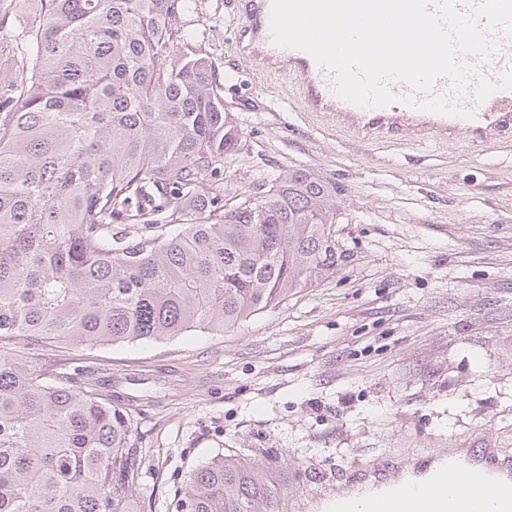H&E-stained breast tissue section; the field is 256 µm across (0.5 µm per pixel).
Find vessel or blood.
Masks as SVG:
<instances>
[{"label": "vessel or blood", "instance_id": "b4317fda", "mask_svg": "<svg viewBox=\"0 0 512 512\" xmlns=\"http://www.w3.org/2000/svg\"><path fill=\"white\" fill-rule=\"evenodd\" d=\"M248 37L247 49L272 74L288 78L291 94L305 111L332 117L340 132H356L371 140L390 134H411L445 144L466 137L480 144L512 125V89H500L483 103L473 95L457 99L467 117H455L412 109L395 103L364 109L338 97L331 88L332 76L306 52L275 46L270 35L271 0H240ZM480 74L498 78L512 71V41L501 40L498 50L479 63ZM497 504L500 512H512V455L495 452L491 466L449 461L437 484L415 498L388 492L369 499L364 512H481L482 501Z\"/></svg>", "mask_w": 512, "mask_h": 512}]
</instances>
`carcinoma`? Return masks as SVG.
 <instances>
[{
  "instance_id": "1",
  "label": "carcinoma",
  "mask_w": 512,
  "mask_h": 512,
  "mask_svg": "<svg viewBox=\"0 0 512 512\" xmlns=\"http://www.w3.org/2000/svg\"><path fill=\"white\" fill-rule=\"evenodd\" d=\"M0 0V338L104 345L228 332L336 272V185L290 169L224 208L240 131L173 40L193 0ZM120 224H141L130 240ZM123 409L0 353V512H141ZM270 466L192 469L181 512H275Z\"/></svg>"
}]
</instances>
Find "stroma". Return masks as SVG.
Returning <instances> with one entry per match:
<instances>
[{
	"label": "stroma",
	"mask_w": 512,
	"mask_h": 512,
	"mask_svg": "<svg viewBox=\"0 0 512 512\" xmlns=\"http://www.w3.org/2000/svg\"><path fill=\"white\" fill-rule=\"evenodd\" d=\"M237 2L171 22L198 30L240 130L217 183L229 206L291 169L335 183V274L224 334L0 347L122 407L146 512H177L186 473L218 455L272 464L277 512H333L433 453H512V129L445 147L339 133L248 58Z\"/></svg>",
	"instance_id": "obj_1"
}]
</instances>
